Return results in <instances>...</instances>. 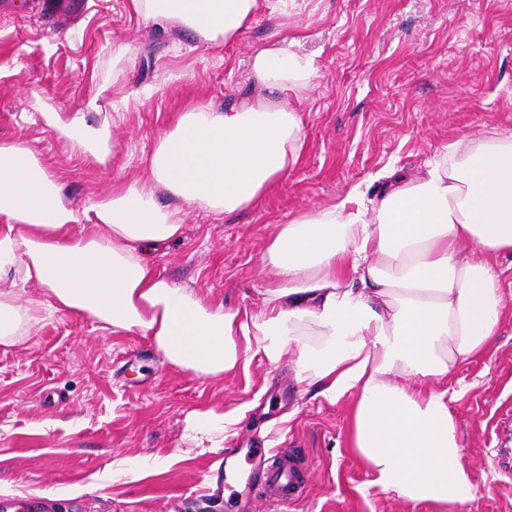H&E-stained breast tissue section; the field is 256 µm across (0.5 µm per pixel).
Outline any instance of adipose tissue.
<instances>
[{
  "label": "adipose tissue",
  "mask_w": 512,
  "mask_h": 512,
  "mask_svg": "<svg viewBox=\"0 0 512 512\" xmlns=\"http://www.w3.org/2000/svg\"><path fill=\"white\" fill-rule=\"evenodd\" d=\"M132 2L144 20L180 25L205 44L236 41L259 4ZM318 71L279 42L255 47L244 92L221 108L178 113L147 179L121 181L81 210L27 142L0 143V344L28 335L47 311L147 336L172 365L202 377L234 370L244 347L272 364L296 349L300 382L333 402L355 394L349 446L375 484L458 512L472 484L444 385L487 352L506 308L512 134L461 137L376 197L356 192L281 225L266 249L272 274L260 312L204 305L148 256L181 237L186 208L230 215L256 206L299 164V106ZM43 119L81 154L110 159L109 129L83 113ZM162 192L174 205L159 202ZM78 224L91 233L75 234ZM21 282L44 290L43 310L20 304Z\"/></svg>",
  "instance_id": "1"
}]
</instances>
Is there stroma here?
Wrapping results in <instances>:
<instances>
[{"mask_svg":"<svg viewBox=\"0 0 512 512\" xmlns=\"http://www.w3.org/2000/svg\"><path fill=\"white\" fill-rule=\"evenodd\" d=\"M290 42L319 77L300 107V164L259 204L231 215L190 208L158 272L205 305L257 312L266 247L280 225L335 204L394 169L415 176L464 135L512 132V0H269L239 40L201 44L161 31L131 0H0V140L27 141L76 208L146 176L158 137L192 106H223L248 84L252 48ZM81 112L108 127L114 158L79 157L40 111ZM488 352L448 380L473 497L463 512H512V288ZM279 363L242 356L204 378L172 366L147 338L78 314H44L0 345V494L39 493L57 512H206L225 452L298 457L302 497L270 506L249 465L229 473L221 512H442L373 481L348 446L354 394L338 402ZM239 415L200 442L193 413Z\"/></svg>","mask_w":512,"mask_h":512,"instance_id":"35a3bbf8","label":"stroma"}]
</instances>
